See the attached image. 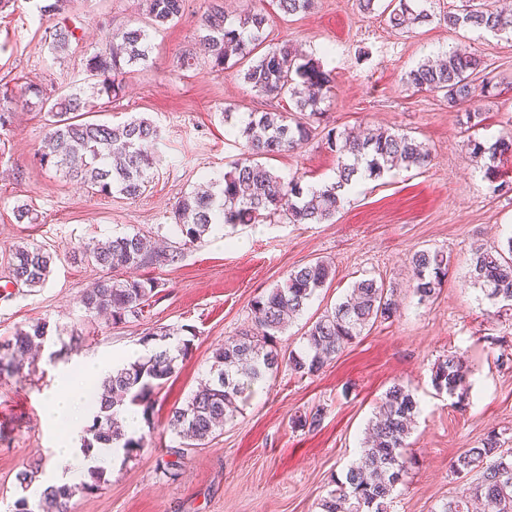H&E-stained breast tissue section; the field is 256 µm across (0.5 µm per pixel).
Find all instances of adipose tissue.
<instances>
[{
    "instance_id": "ef3b65f1",
    "label": "adipose tissue",
    "mask_w": 512,
    "mask_h": 512,
    "mask_svg": "<svg viewBox=\"0 0 512 512\" xmlns=\"http://www.w3.org/2000/svg\"><path fill=\"white\" fill-rule=\"evenodd\" d=\"M108 369L109 366L106 363L91 362L74 372L65 374L60 388L46 402L48 420L64 430L55 453L71 463V468L67 472H55L54 485L76 482L86 468L106 467L112 462L110 453L105 449L94 448L87 452L83 451L81 447L83 423L76 416L77 411L87 404L92 380L106 373Z\"/></svg>"
}]
</instances>
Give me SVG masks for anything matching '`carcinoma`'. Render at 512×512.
<instances>
[{"label": "carcinoma", "mask_w": 512, "mask_h": 512, "mask_svg": "<svg viewBox=\"0 0 512 512\" xmlns=\"http://www.w3.org/2000/svg\"><path fill=\"white\" fill-rule=\"evenodd\" d=\"M184 0H144L146 22L130 25L112 34L105 46L85 60L87 78L92 80V96L112 103L124 95L126 69L147 64L152 54L146 27L157 29L174 22ZM391 27L407 29L415 23L443 22L450 29L469 28L495 36H512V13L498 9L492 0L461 12L435 13L434 0H391L386 6ZM266 18L244 11L233 19L224 12L223 0L213 3L202 17L199 38L209 62L224 69L249 61L244 80L260 95L275 99L284 95L293 101L298 118L287 119L280 112L251 113L241 127L245 149L241 157L217 184L218 192L193 190L174 206L177 231L184 243L201 240L219 224H255L282 214L291 224H323L331 221L345 195L360 179L379 178L394 169L423 168L431 161L425 144L401 132L378 130L364 137L333 128L323 133L327 148L336 152V177L320 187L288 181L256 160L300 148L315 135L324 92L330 90L329 75L298 49L270 47L257 56L262 45ZM75 38L65 23L54 24L51 49L64 52ZM481 60L466 50H452L438 64L422 63L406 74V84L419 91L442 95L454 107L475 96L474 77ZM24 101L46 113L48 133L39 153V162L102 195L118 192L129 198L140 196L149 183L161 140L158 126L147 119H132L122 125L84 119L91 102L83 91L70 90L56 96L35 84L24 88ZM466 150L485 177L494 182L491 161L512 155V132L490 142L468 137ZM81 259L111 272L140 269L153 264L175 263L180 252L152 248L150 240L138 232L115 236L104 243H89L79 251ZM412 294L418 301L434 298L448 274L450 256L441 250L420 249L409 258ZM51 273V256L35 244L13 249L8 262V282L21 288H41ZM469 278L484 289L495 303L512 306V237L507 246L478 247L470 258ZM332 280V267L323 260L300 265L288 272L282 283L253 300V325L228 338L212 352L211 378L180 406L171 409L170 430L185 440L183 447L204 446L224 425L234 420L240 404L251 397L283 367L294 374L313 375L358 338L375 322L394 321L400 303L394 290L376 278H364L352 285L349 297L312 322L305 332L304 347L284 354L276 346L277 336L288 323L301 315L312 297ZM159 282L152 278L107 276L86 289L79 303L91 316L108 315L117 324L142 314ZM49 324L36 321L18 329L0 342V377L17 373L25 359L44 346ZM167 331L148 333L143 342L153 343L149 353L112 370L92 392V425L82 446L122 450L125 455L145 446L143 437H134L123 425V414L132 406L142 407L149 419L151 399L176 372L178 360L190 349L184 339L166 342ZM469 367L465 357L451 352L433 370L435 388H452L461 397ZM419 413L418 401L401 382L393 383L381 398L370 422L358 462L350 466L335 488L322 500V512H388L397 485L407 473L411 459L405 455ZM481 469L480 481L460 495L442 503L437 512H470L473 500L484 504V512H512V448L502 449L501 439L490 431L481 446L461 452L453 463L456 473ZM105 482L104 471H87L79 485L46 488L34 502L21 497L15 512H67L72 495L81 490L92 493Z\"/></svg>", "instance_id": "cac0c4a2"}]
</instances>
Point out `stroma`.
Returning <instances> with one entry per match:
<instances>
[{"mask_svg": "<svg viewBox=\"0 0 512 512\" xmlns=\"http://www.w3.org/2000/svg\"><path fill=\"white\" fill-rule=\"evenodd\" d=\"M44 2L9 0L0 8V81L16 111L10 128L0 130V270L21 243L41 245L53 257L44 287L13 288L0 277V338L37 320L48 322L51 336L34 363L0 378V512H14L23 494L16 475L24 467L38 463L46 473L68 467L56 457L58 431L44 412L62 369L135 359L143 336L159 327L178 330L191 351L156 392L153 413L138 429L147 446L130 456L116 453L107 485L75 494L70 512H321L335 479L358 460L376 403L398 380L414 391L420 412L408 439L415 463L390 512H435L478 482L480 470L461 476L452 463L492 430L512 448V360L499 361L503 353L512 357V308L493 304L467 276L474 247L512 236V191L493 193L471 161L466 114L473 106L483 112L479 137L512 131V38L436 22L399 31L387 20L388 0H375L369 10L360 0H314L295 15L284 14L277 0H224L229 14L246 8L265 14V46L302 49L330 74L324 125L409 133L426 143L431 161L359 181L333 222L291 224L275 215L260 224L217 225L187 245L172 232L175 201L202 181L223 179L244 150L240 128L249 113L290 112L293 102L256 95L241 64L215 70L202 58L178 69L183 51L198 52V20L210 6L185 0L181 17L151 31L150 66L125 74L123 98L95 115L112 125L144 117L160 127L150 182L136 198L93 193L40 165L48 128L42 114L22 109L21 88L31 79L53 95L85 88L86 56L112 32L143 20V0H71L66 18L76 38L63 54L51 49L50 24L39 13ZM455 49L484 59L497 84L493 96L452 108L406 84L411 69ZM262 162L306 185L336 176V155L317 138ZM24 203L42 223L16 221L14 211ZM132 232L168 237L181 249L179 261L138 270V277L160 283L139 320L112 324L89 316L79 299L101 271L74 260V247ZM422 248L451 257L438 294L425 303L411 292L408 264ZM317 259L331 264L334 277L279 336V348L300 349L310 323L364 276L395 290L400 316L375 323L315 375L280 370L214 440L173 455L179 440L168 428L169 412L204 380L213 350L251 326L257 296ZM451 352L463 354L470 369L461 404L432 384L435 364ZM316 409L318 428L293 429V416Z\"/></svg>", "mask_w": 512, "mask_h": 512, "instance_id": "1", "label": "stroma"}]
</instances>
